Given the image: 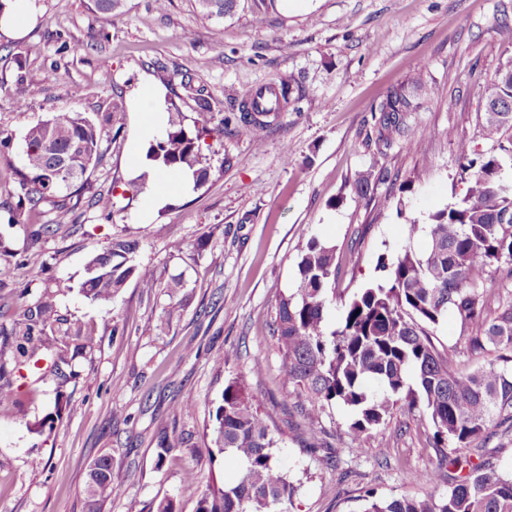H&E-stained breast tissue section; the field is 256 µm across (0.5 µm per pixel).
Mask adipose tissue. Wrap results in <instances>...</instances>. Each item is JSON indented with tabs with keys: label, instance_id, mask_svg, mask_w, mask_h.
<instances>
[{
	"label": "adipose tissue",
	"instance_id": "ef3b65f1",
	"mask_svg": "<svg viewBox=\"0 0 512 512\" xmlns=\"http://www.w3.org/2000/svg\"><path fill=\"white\" fill-rule=\"evenodd\" d=\"M138 103L143 115L136 145L130 156V164L135 174H147L146 196L148 209L160 208L166 205L171 191H187L192 187V176L182 173L175 176L162 171L154 162L146 157L145 146L165 125L167 120V105L163 98L162 87L145 84L140 87Z\"/></svg>",
	"mask_w": 512,
	"mask_h": 512
}]
</instances>
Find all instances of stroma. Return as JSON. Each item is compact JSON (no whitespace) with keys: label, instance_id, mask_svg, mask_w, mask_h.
<instances>
[{"label":"stroma","instance_id":"stroma-1","mask_svg":"<svg viewBox=\"0 0 512 512\" xmlns=\"http://www.w3.org/2000/svg\"><path fill=\"white\" fill-rule=\"evenodd\" d=\"M33 8L37 22L24 37L0 33V130L13 135L0 171L20 165L24 133L51 113L95 118L115 104L121 112L103 132L84 202L68 214L48 205L36 216L57 232L35 241L28 225L2 224L12 199L0 187V385L21 396L17 405L0 402V512H81L88 467L103 455L127 475L104 512H152L164 498L176 512H196L211 479L241 476V461L219 451L212 435L232 377L245 379L272 420L275 461L297 487L288 512H357L368 488L423 494L403 474L437 465L429 415L397 405L355 447L348 408L306 416L270 325L309 238L335 245L336 292L347 298L380 278L379 256L423 245L430 214L465 195L464 163L496 157L512 185V131L493 141L481 128L485 89L512 64V0H277L272 9L237 0L233 14L211 19L197 0H169L162 10L155 0H125L109 19L92 0H33ZM64 42L71 51L60 52ZM53 65L57 80H45ZM159 66L173 76L166 100L187 132L223 118L229 125L208 154L207 181L172 193L143 224V193L123 185L133 177V96ZM418 73L426 92L407 121L429 136L413 152L380 141L378 108ZM186 75L204 88L209 110L183 88ZM288 76L299 91L270 126L233 123L251 90ZM74 86L80 98L71 96ZM367 169L385 178L364 200L352 184ZM108 188L106 215L87 199ZM411 224L420 227L413 236ZM125 238L138 240L134 262L153 268V286L133 277L111 302L85 298L89 261ZM175 240L181 250H171ZM174 278L184 288L172 299L165 286ZM44 302L58 320L34 331L41 360L20 364L15 331ZM79 336L92 344L76 345ZM187 396L194 409L174 413ZM173 435L182 440L177 466L159 456ZM474 446V461L512 470V419L496 420ZM379 448L386 458L376 457ZM186 468L196 483L183 481Z\"/></svg>","mask_w":512,"mask_h":512}]
</instances>
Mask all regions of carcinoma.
I'll return each instance as SVG.
<instances>
[{"label": "carcinoma", "instance_id": "1", "mask_svg": "<svg viewBox=\"0 0 512 512\" xmlns=\"http://www.w3.org/2000/svg\"><path fill=\"white\" fill-rule=\"evenodd\" d=\"M123 0H93L96 13H120ZM202 16L232 13L236 0H199ZM423 87L418 73L407 84L386 95L380 104V137L389 143L406 138V147L419 150L421 132L406 136L405 114L417 108ZM293 92V82L259 90L245 100L239 121L257 130L264 118L282 111ZM487 98L500 112H484L483 131L490 139L512 130V66L499 70L486 88ZM224 121L208 123L193 136L176 122L149 142L147 157L161 167L186 170L194 185L209 174L204 150L224 142ZM103 126L84 113L59 111L30 126L24 135L22 167H8L3 184L16 199L6 224H23L44 204L70 211L80 204L86 174L101 158ZM50 141L54 155L44 149ZM470 185L460 200L429 215V241L417 252L409 247L392 258L380 256L381 281L371 282L348 299H341V321L326 326L327 306L336 299V248L316 237L301 251L297 286L279 296L272 338L282 355L288 384L300 388L314 405L339 403L354 418L349 425L353 443L362 447L372 430L383 424L398 402L408 408L423 406L434 425L438 447L452 453L442 464L463 471L448 493L423 497L362 496L360 512H512V472L471 459L470 445L480 438L496 416L512 412V304L495 317L488 313V288L493 273L512 264V186L499 179V163L489 158L480 165L470 161ZM381 173L355 175L353 189L366 199ZM135 241L115 240L111 248L88 264L84 295L107 302L132 276L149 285L153 271L132 263ZM453 312L464 328L467 348L495 359L470 373L454 368L452 354L440 351L433 336ZM57 321L47 302L36 309L32 323L22 331L16 349L23 362L37 351L26 343L34 327ZM215 444L243 461V473L232 485L212 483L203 491L196 512H287L296 487L275 464L278 440L268 416L260 411L243 379L234 377L224 388L222 404L214 415ZM441 469L410 470V484L435 485ZM125 483V476L102 456L86 475L83 512H103L104 505Z\"/></svg>", "mask_w": 512, "mask_h": 512}]
</instances>
